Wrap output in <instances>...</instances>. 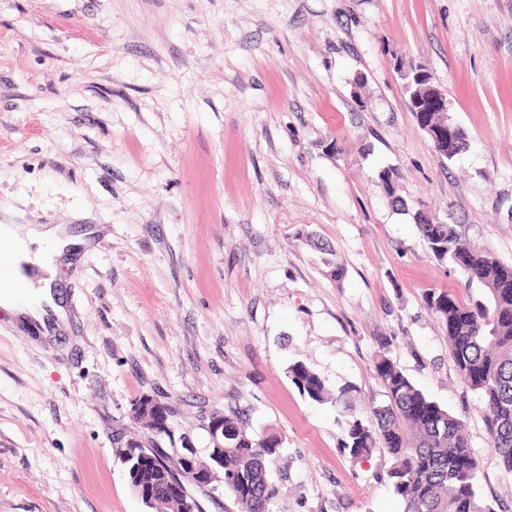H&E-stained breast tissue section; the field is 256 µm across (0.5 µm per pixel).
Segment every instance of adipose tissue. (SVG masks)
Segmentation results:
<instances>
[{
	"label": "adipose tissue",
	"mask_w": 512,
	"mask_h": 512,
	"mask_svg": "<svg viewBox=\"0 0 512 512\" xmlns=\"http://www.w3.org/2000/svg\"><path fill=\"white\" fill-rule=\"evenodd\" d=\"M1 240L8 244L0 258L8 261L9 274L0 276V309L46 334L66 329L69 314L52 274L57 263L90 245V235L72 234L62 224H1Z\"/></svg>",
	"instance_id": "adipose-tissue-1"
}]
</instances>
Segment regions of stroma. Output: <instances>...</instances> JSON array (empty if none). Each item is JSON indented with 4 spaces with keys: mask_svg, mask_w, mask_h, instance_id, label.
<instances>
[{
    "mask_svg": "<svg viewBox=\"0 0 512 512\" xmlns=\"http://www.w3.org/2000/svg\"><path fill=\"white\" fill-rule=\"evenodd\" d=\"M394 50L447 93L469 140L453 159ZM418 210L512 265V0H0V224L98 230L56 269L66 331L38 341L0 310V512H144L115 454L170 446L133 417L143 395L200 450L216 411L280 434L273 512H403L389 454L350 455L343 417L288 375L353 384L362 416L386 400L382 356L462 422L482 495L512 512L425 304L480 289Z\"/></svg>",
    "mask_w": 512,
    "mask_h": 512,
    "instance_id": "obj_1",
    "label": "stroma"
}]
</instances>
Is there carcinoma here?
<instances>
[{
    "label": "carcinoma",
    "mask_w": 512,
    "mask_h": 512,
    "mask_svg": "<svg viewBox=\"0 0 512 512\" xmlns=\"http://www.w3.org/2000/svg\"><path fill=\"white\" fill-rule=\"evenodd\" d=\"M415 224L438 261L460 268L469 283L485 289L483 298L468 302L433 291L425 303L445 324L457 372L478 393L491 446L512 473V266L471 244L453 224H432L420 210ZM375 371L387 401L370 407L366 418L348 422L344 447L350 454L386 449L394 459L389 481L403 512H496L481 495L478 462L461 423L388 358H378ZM288 373L309 400L352 409V385L333 391L301 360ZM283 445L280 435L249 434L236 413L224 414V491L242 498L244 512H270L279 488L268 464Z\"/></svg>",
    "instance_id": "1"
}]
</instances>
